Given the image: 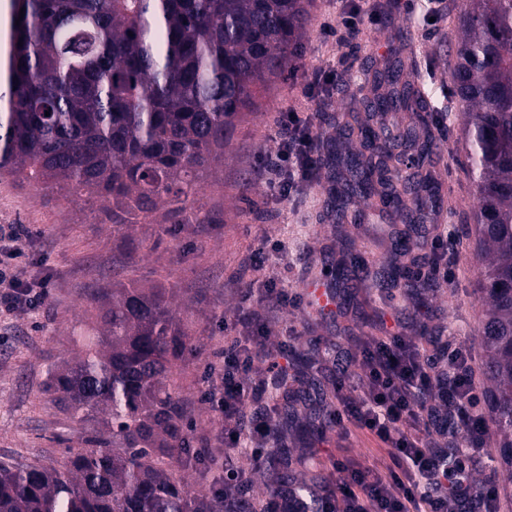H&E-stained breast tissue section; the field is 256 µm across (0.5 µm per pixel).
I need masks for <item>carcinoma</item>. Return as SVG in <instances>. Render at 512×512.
Listing matches in <instances>:
<instances>
[{
    "label": "carcinoma",
    "instance_id": "carcinoma-1",
    "mask_svg": "<svg viewBox=\"0 0 512 512\" xmlns=\"http://www.w3.org/2000/svg\"><path fill=\"white\" fill-rule=\"evenodd\" d=\"M311 0H10L0 83V170L66 203L85 194L116 226L161 208L175 224L207 220L201 177L256 94L298 56ZM459 50L449 97L459 103L460 150L478 200L473 219L483 265L480 332L491 419L512 473V0H456ZM23 19H18L19 13ZM20 24H15V21ZM351 101L389 114L378 127L350 110L362 151H336L341 197L393 205L414 221L420 179L437 148L428 97L403 65L348 79ZM78 349L47 371V392L76 439L60 467L0 461V512H235L240 492L198 497L172 465L192 447L176 382L191 330L160 285L98 288ZM272 448L279 484L314 498L322 473L299 481ZM169 466L162 465L163 459Z\"/></svg>",
    "mask_w": 512,
    "mask_h": 512
}]
</instances>
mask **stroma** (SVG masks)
Segmentation results:
<instances>
[{
  "label": "stroma",
  "instance_id": "35a3bbf8",
  "mask_svg": "<svg viewBox=\"0 0 512 512\" xmlns=\"http://www.w3.org/2000/svg\"><path fill=\"white\" fill-rule=\"evenodd\" d=\"M378 20L361 23L346 45L321 42L323 23L335 22L333 0H312L303 51L294 61L293 75L340 65L354 75L363 69H381L400 60L413 65L421 85L447 95L448 66L456 52L454 25L440 19L429 25L407 17L405 0H375ZM350 99L334 80L319 99L307 102L291 79L269 86L258 101L256 112L236 127L224 154L223 166L212 170L201 182L200 197L214 216L207 225L179 224L173 234H159L157 225L146 223L140 213L126 214L131 233L114 231L98 202L66 204L57 195L36 185L20 183L0 173V224H30L44 233L48 260L42 271L52 281L50 293L39 315L0 316V461L37 462L57 466L65 448L58 440L73 434L72 423L45 393L49 365L70 356L74 341L84 329L86 295L90 289L112 282L159 283L171 288L184 309L193 332V352L180 365L179 384L195 425L194 447L205 461L179 467L181 478L192 494H208L222 482L217 459L227 455L224 426L217 413L200 399L203 369L227 336L241 334L235 316L238 290L247 280L243 259L258 248L275 251L278 261L267 276L283 283L290 292L301 294L313 285L331 282V272L342 257L344 240L354 244L358 261L347 265L341 322L318 316L307 304L278 314L271 322L266 341L270 352L288 348L298 356L325 346L356 354L361 336L383 335L382 315L386 313L383 292L373 288L375 273L392 257V239L404 231L395 214L386 213L382 223L370 220L358 224L337 223L326 212L324 183L309 182L281 200L272 195L269 173L260 172L258 149L273 150L280 112L289 107L313 114L314 134L326 139L338 135L336 126L325 125L321 116L341 112ZM459 127L440 126L437 133L435 177L442 185V201L425 234L410 237L409 258L423 259L437 254V225H448L456 242L455 277L447 288L408 293L395 287L407 309L427 308L428 319L415 324V332H426L440 345L465 343L478 356L486 351L479 335L485 309L478 300L481 264L475 251L472 215L477 202L463 153L455 141ZM135 252L132 263H121L126 252ZM246 386L250 397L269 405L271 418L284 434L290 448L307 447L301 437L304 417L288 415L283 402L269 403L268 389L258 378ZM328 449L341 446L351 461L377 465L386 456L384 447L356 429L345 435L325 433Z\"/></svg>",
  "mask_w": 512,
  "mask_h": 512
}]
</instances>
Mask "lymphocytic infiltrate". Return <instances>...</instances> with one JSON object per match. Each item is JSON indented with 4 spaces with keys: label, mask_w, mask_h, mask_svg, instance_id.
<instances>
[{
    "label": "lymphocytic infiltrate",
    "mask_w": 512,
    "mask_h": 512,
    "mask_svg": "<svg viewBox=\"0 0 512 512\" xmlns=\"http://www.w3.org/2000/svg\"><path fill=\"white\" fill-rule=\"evenodd\" d=\"M277 146L260 153L278 197L288 198L312 178V118L288 109L278 116ZM42 235L25 224H0V314L39 311L49 295V277L32 268L45 264L36 249ZM265 311L249 307L253 286L240 291L237 323L253 329L251 340L226 337L205 370L201 398L224 423L228 447L252 459L281 444V435L265 409L250 406L244 388L254 370L256 349L270 333L273 313L291 301L286 288L263 281ZM472 348L449 350L437 362L395 321L381 337L360 340L354 370L336 378V409L330 419L337 430L355 427L384 445L388 463L364 469L348 459L333 458L337 494L318 499L314 512H495L496 487L477 489L457 473L462 443L483 447L489 435L478 414L481 392L476 384Z\"/></svg>",
    "instance_id": "f902f5d3"
}]
</instances>
